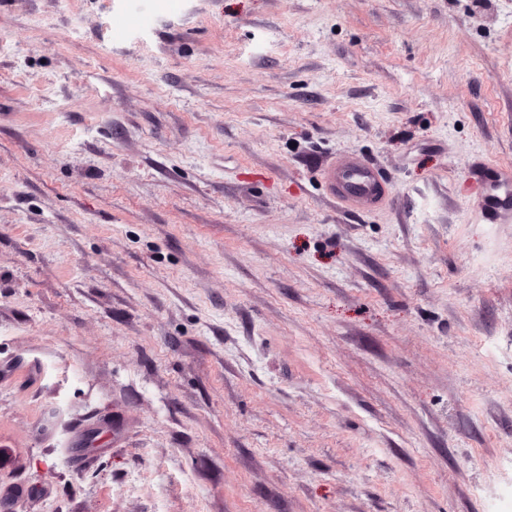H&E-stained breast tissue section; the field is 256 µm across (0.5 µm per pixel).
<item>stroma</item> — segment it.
Listing matches in <instances>:
<instances>
[{"mask_svg":"<svg viewBox=\"0 0 512 512\" xmlns=\"http://www.w3.org/2000/svg\"><path fill=\"white\" fill-rule=\"evenodd\" d=\"M485 163L512 0H0V512H512ZM324 178L330 184L333 197L343 205H350L358 199L378 201L385 194L381 174L360 157L335 161L325 170Z\"/></svg>","mask_w":512,"mask_h":512,"instance_id":"obj_1","label":"stroma"}]
</instances>
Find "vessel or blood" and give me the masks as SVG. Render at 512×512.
<instances>
[{"instance_id":"vessel-or-blood-1","label":"vessel or blood","mask_w":512,"mask_h":512,"mask_svg":"<svg viewBox=\"0 0 512 512\" xmlns=\"http://www.w3.org/2000/svg\"><path fill=\"white\" fill-rule=\"evenodd\" d=\"M333 197L349 205L361 198L380 200L385 194L378 170L360 157H348L332 163L324 172Z\"/></svg>"}]
</instances>
